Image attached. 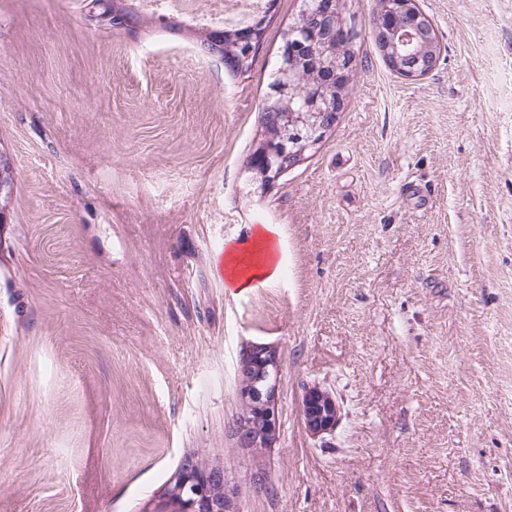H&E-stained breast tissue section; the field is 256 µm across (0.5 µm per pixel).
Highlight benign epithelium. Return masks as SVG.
Returning <instances> with one entry per match:
<instances>
[{"label": "benign epithelium", "mask_w": 512, "mask_h": 512, "mask_svg": "<svg viewBox=\"0 0 512 512\" xmlns=\"http://www.w3.org/2000/svg\"><path fill=\"white\" fill-rule=\"evenodd\" d=\"M396 8L387 14V20H378L371 34L378 51L389 63L397 65L403 77L414 79L430 73L437 57L414 48V41L431 47L436 43V32L429 19L419 10L416 0H395ZM407 12L412 17L410 30L402 33L392 24V16ZM342 0H318L311 10L310 25L306 33L298 34V48L303 49L309 38L318 36L329 41L332 34L345 31L341 14ZM340 105V99H324L300 112H285L287 123H304L314 131L307 144L298 151H287L275 138H266L258 146L265 158V168L249 165L259 179L260 188L271 186L279 178L275 166L286 158L288 163L302 161L305 151L314 148L326 135V113ZM281 368V355L268 344H252L239 359L237 376L238 395L242 403L255 411L248 424L238 427L236 438L243 448H270L280 430L279 393L277 377ZM302 414L308 431L320 436L333 431L338 420V405L332 394L319 387L309 388L302 400ZM240 491L224 477V470L194 458L183 464L181 471L166 494L152 502L145 512H238Z\"/></svg>", "instance_id": "benign-epithelium-1"}]
</instances>
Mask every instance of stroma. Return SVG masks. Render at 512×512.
Here are the masks:
<instances>
[{"instance_id": "35a3bbf8", "label": "stroma", "mask_w": 512, "mask_h": 512, "mask_svg": "<svg viewBox=\"0 0 512 512\" xmlns=\"http://www.w3.org/2000/svg\"><path fill=\"white\" fill-rule=\"evenodd\" d=\"M0 0V512H144L184 459L239 512H512V0H417L441 54L392 72L375 0L335 126L270 188L247 161L283 32L248 76L168 22ZM282 276L224 288L226 242ZM281 354L276 445L239 447L243 347ZM339 406L305 425L306 387ZM338 405L332 394L319 386L310 387L302 400V414L308 431L320 436L333 431L338 420Z\"/></svg>"}]
</instances>
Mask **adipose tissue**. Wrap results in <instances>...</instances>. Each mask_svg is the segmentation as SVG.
Instances as JSON below:
<instances>
[{
  "label": "adipose tissue",
  "instance_id": "obj_1",
  "mask_svg": "<svg viewBox=\"0 0 512 512\" xmlns=\"http://www.w3.org/2000/svg\"><path fill=\"white\" fill-rule=\"evenodd\" d=\"M275 233V228L269 224L262 225L261 229L256 231L253 242L266 251L264 258L256 262L247 260L246 249L240 244H225L222 261L225 288L241 291L248 288L253 280L261 279L268 282L280 277L282 265L275 262L273 255L269 252Z\"/></svg>",
  "mask_w": 512,
  "mask_h": 512
}]
</instances>
